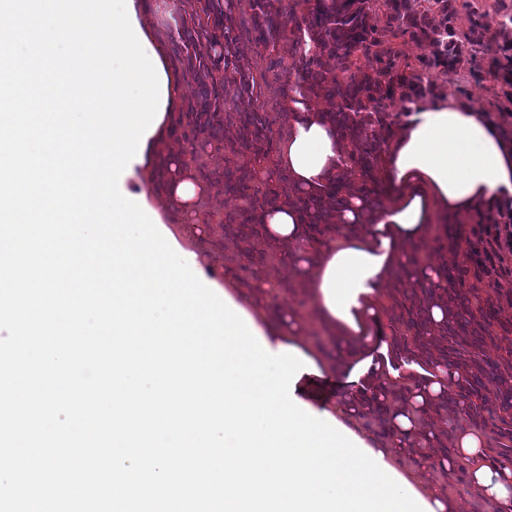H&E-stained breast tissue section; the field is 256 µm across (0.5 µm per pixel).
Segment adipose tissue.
Masks as SVG:
<instances>
[{"mask_svg": "<svg viewBox=\"0 0 512 512\" xmlns=\"http://www.w3.org/2000/svg\"><path fill=\"white\" fill-rule=\"evenodd\" d=\"M292 123L287 137L277 139L271 161L262 163L265 181L288 179L294 193L267 207L259 216L257 236L245 256L273 247L294 272L292 285L307 292L323 324L350 337L342 354L317 352L310 359L314 373L303 374L295 396L303 403L317 400L319 377L336 369L365 372L350 399L331 408L332 417L355 430L364 415L374 413L386 426L381 435L364 438L386 464L403 457L430 461V445L442 444L436 428L423 427V419L438 414H460L459 404L434 410L425 397L446 396L448 389L430 385L427 393H414L407 406L386 403L383 388L391 373L386 364L367 357L369 327L380 324L379 297L392 271L404 259L402 246L424 233L436 217H458L494 206L512 196V146L481 111L452 95L421 103L405 114L400 131L384 157L385 198L376 207L360 194H342L329 207L331 223L312 226L310 202L323 198L332 178H345L342 138L325 119L323 108L301 98L288 101ZM145 177L131 193L143 196L148 207L166 217L190 211L206 186L182 169L167 122H160L148 137L143 159L135 163ZM206 281L216 283L251 319L271 352L293 347L305 351L309 325L287 306H271L264 278L243 283L217 272L207 253L195 256ZM483 434L458 430L448 449L446 467L463 469L467 485L477 490L493 512H512V464L493 461Z\"/></svg>", "mask_w": 512, "mask_h": 512, "instance_id": "obj_1", "label": "adipose tissue"}]
</instances>
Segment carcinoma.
I'll list each match as a JSON object with an SVG mask.
<instances>
[{
    "mask_svg": "<svg viewBox=\"0 0 512 512\" xmlns=\"http://www.w3.org/2000/svg\"><path fill=\"white\" fill-rule=\"evenodd\" d=\"M463 8L464 0H196L193 24L179 34L177 51L200 92L177 127L205 141L217 138L223 125L236 129L231 150L237 165L224 171V189L246 205L227 216V229L248 226L266 205L289 195L287 181L269 187L254 168L282 137L267 108L271 100L297 93L311 101H336L329 116L343 138L345 164L356 180L375 185L382 182L394 118L441 97L445 80L478 68L490 82L486 111L512 107V46L497 43L509 20L494 32L488 12ZM407 41L424 46L427 54L411 60L401 48ZM252 42L270 49L273 76L240 64ZM202 44L210 54L194 53ZM230 85L242 106L226 99ZM456 241L432 227L411 246V263L421 265L420 251L432 243L441 258L445 243ZM402 279L396 275L390 289L397 309L389 318V359L393 364L409 359L416 345L421 359L418 369L394 379L391 403H400L412 385L440 370L456 372L461 380L455 395L466 406L459 427L492 428L491 456L512 463V346L487 353L489 342L512 334V321L499 318L512 289L494 287L476 262L449 271L443 290L404 288ZM486 288L494 295H483ZM440 290L448 328L429 342L426 310Z\"/></svg>",
    "mask_w": 512,
    "mask_h": 512,
    "instance_id": "1",
    "label": "carcinoma"
}]
</instances>
